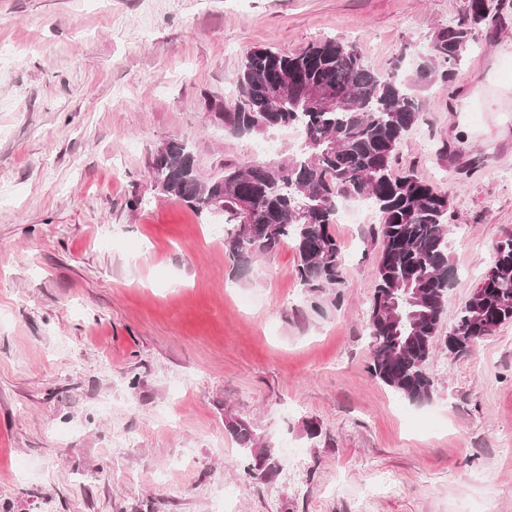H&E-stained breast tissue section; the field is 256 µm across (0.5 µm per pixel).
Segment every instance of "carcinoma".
Here are the masks:
<instances>
[{
    "label": "carcinoma",
    "mask_w": 512,
    "mask_h": 512,
    "mask_svg": "<svg viewBox=\"0 0 512 512\" xmlns=\"http://www.w3.org/2000/svg\"><path fill=\"white\" fill-rule=\"evenodd\" d=\"M495 8L494 0H467L462 20L435 32L413 78L401 74L397 62L374 71L356 45L334 39L291 55L254 48L233 77L240 98L221 106L224 127L256 135L296 126L299 146L277 161L226 163L206 180L181 140L169 141L164 157L152 162L161 192L200 213L210 211L211 197L223 196L224 247L237 265L293 240L297 277L312 295L342 283L341 251L331 233L339 207L366 201L380 215L375 234L381 241L368 323L376 342L370 372L410 403L433 395L424 365L448 304V283L457 279L448 241L457 215L448 196L415 172H395L394 153L421 118L419 88L448 84L480 36L484 14ZM310 90L336 97V105L291 102ZM244 196L253 205L248 224L240 210ZM511 321L512 235L497 243L492 266L458 314L454 328L466 344L448 351L462 354ZM226 428L252 476L273 470L272 449L259 444L247 422L231 419Z\"/></svg>",
    "instance_id": "cac0c4a2"
}]
</instances>
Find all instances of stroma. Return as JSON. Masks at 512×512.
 <instances>
[{
	"label": "stroma",
	"mask_w": 512,
	"mask_h": 512,
	"mask_svg": "<svg viewBox=\"0 0 512 512\" xmlns=\"http://www.w3.org/2000/svg\"><path fill=\"white\" fill-rule=\"evenodd\" d=\"M465 0H0V507L9 512H512V322L448 330L512 234V0L395 150L447 194L457 270L431 400L370 373L375 210L332 224L341 288L311 298L286 242L240 268L217 216L160 192L180 139L204 176L277 159L293 128L210 112L256 46L355 44L413 72ZM273 152H266V145ZM276 469H244L228 418ZM316 435H309L308 427Z\"/></svg>",
	"instance_id": "35a3bbf8"
}]
</instances>
